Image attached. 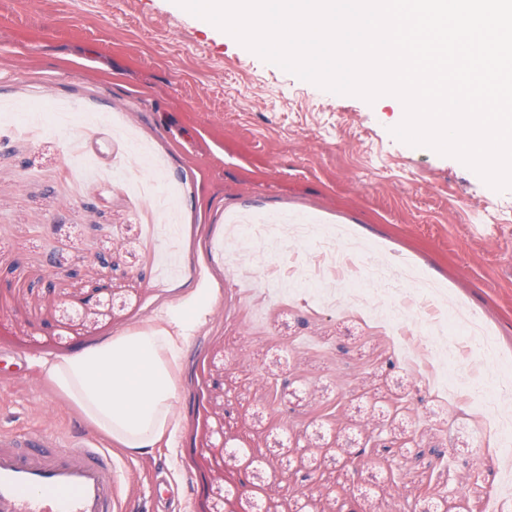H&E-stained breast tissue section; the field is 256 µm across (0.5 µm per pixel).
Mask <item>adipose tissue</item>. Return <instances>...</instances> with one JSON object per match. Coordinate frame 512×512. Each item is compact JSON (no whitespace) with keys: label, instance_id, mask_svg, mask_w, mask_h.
Listing matches in <instances>:
<instances>
[{"label":"adipose tissue","instance_id":"adipose-tissue-1","mask_svg":"<svg viewBox=\"0 0 512 512\" xmlns=\"http://www.w3.org/2000/svg\"><path fill=\"white\" fill-rule=\"evenodd\" d=\"M209 306L194 298L152 325L52 363L47 374L112 439L147 452L173 432L180 354Z\"/></svg>","mask_w":512,"mask_h":512}]
</instances>
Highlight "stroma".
I'll return each mask as SVG.
<instances>
[{"label":"stroma","instance_id":"1","mask_svg":"<svg viewBox=\"0 0 512 512\" xmlns=\"http://www.w3.org/2000/svg\"><path fill=\"white\" fill-rule=\"evenodd\" d=\"M402 119L175 0H0V432L96 438L126 512H340L382 425L361 512H512V189L397 139ZM99 253L112 286L84 306ZM204 291L168 442L127 451L48 380ZM415 443L445 446L461 495L414 502Z\"/></svg>","mask_w":512,"mask_h":512}]
</instances>
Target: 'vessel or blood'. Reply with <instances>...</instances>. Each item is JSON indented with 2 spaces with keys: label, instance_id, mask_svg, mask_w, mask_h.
<instances>
[{
  "label": "vessel or blood",
  "instance_id": "obj_1",
  "mask_svg": "<svg viewBox=\"0 0 512 512\" xmlns=\"http://www.w3.org/2000/svg\"><path fill=\"white\" fill-rule=\"evenodd\" d=\"M117 484L111 454L95 441L63 448L51 434L0 435V512H115Z\"/></svg>",
  "mask_w": 512,
  "mask_h": 512
}]
</instances>
